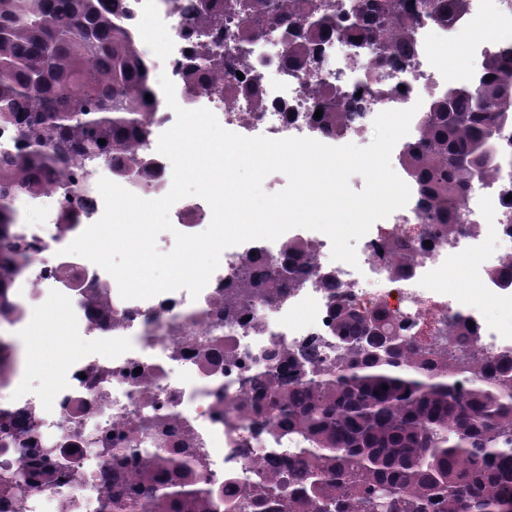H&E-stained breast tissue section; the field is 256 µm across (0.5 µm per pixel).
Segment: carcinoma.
<instances>
[{
    "label": "carcinoma",
    "mask_w": 512,
    "mask_h": 512,
    "mask_svg": "<svg viewBox=\"0 0 512 512\" xmlns=\"http://www.w3.org/2000/svg\"><path fill=\"white\" fill-rule=\"evenodd\" d=\"M295 14L305 33L288 42L287 61L308 70L310 45L339 25L317 0H200L193 32L213 34L211 13L238 19L239 46L258 28ZM400 0H354L368 16L358 38L384 60L410 42ZM467 0H413L410 13L441 20L460 16ZM221 53L204 56L185 73L199 84L207 70L224 78ZM482 89H448L430 104L423 147H407L404 163L418 184L426 219L452 213L476 173L498 172L486 144L512 119V57L490 59ZM148 72L128 31L113 20L108 0H0V124L16 130L17 152L0 157V318L13 312L8 285L25 258L13 240L8 189L36 191L46 173L65 163L68 149L102 158L120 175L155 167L148 145L154 103ZM321 127L340 130L344 112L336 89L322 105ZM105 140L101 145L98 140ZM305 247L285 243L277 265L288 271L238 275L242 304L263 296L276 302L282 288L300 283ZM336 361L300 358L288 347L263 355L261 392L244 404L248 417L272 419L267 431L288 461V474L261 475L238 512H498L512 501V351L476 348L478 339L457 315L436 350L380 309L333 307ZM387 389H382V386ZM139 485L112 495L137 512H213V490L189 479L188 460L169 462L161 476L149 452Z\"/></svg>",
    "instance_id": "1"
}]
</instances>
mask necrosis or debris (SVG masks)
I'll use <instances>...</instances> for the list:
<instances>
[{
  "label": "necrosis or debris",
  "mask_w": 512,
  "mask_h": 512,
  "mask_svg": "<svg viewBox=\"0 0 512 512\" xmlns=\"http://www.w3.org/2000/svg\"><path fill=\"white\" fill-rule=\"evenodd\" d=\"M483 2L468 0L466 13L445 21L416 19L411 43L386 66L377 64L373 47L359 41L352 20L345 18L340 30L313 46L316 74L307 79L285 62L284 23L268 26L246 46L248 64L265 98L260 112L252 110L248 99L225 98L210 76L194 93H186L183 69L194 63L199 44L185 31L197 0H115V5L143 63L151 71L163 66L183 108H208L223 128L240 135L256 132L270 139L307 137L324 143L327 134L311 121L319 105L317 87H335L349 101L342 136L359 141L372 132L381 112L431 102L451 86L480 84L489 56L512 55V0H496L500 35L474 42L459 64L437 60L431 45L479 19ZM147 17L168 35L169 47L160 62L153 58L142 26ZM423 116L415 110L410 131L395 152L418 139ZM75 166L79 178L59 173L36 192L12 196L13 235L32 248L36 259L23 265L14 279L15 312L0 324V331L9 343L20 345L30 324L46 316L48 305L61 302L68 332L78 340L91 339L103 347L123 339L135 346L119 353L76 351L48 398L34 392L20 371L0 381V420L14 423L17 436L11 443L0 433V479L25 468L34 448L54 451L71 468L70 477L60 482L30 474L23 492L0 496V512H112L113 481L131 485L137 478L129 468L114 471L112 451L129 450L132 427L157 420L165 429L162 441L148 438L143 447L170 456L192 442L201 452L193 479L215 490L220 512H230L249 492L257 472L273 465L268 434H255L234 402L263 372L262 356L274 341L315 349L325 362L335 360L331 304L336 299L359 310L386 309L407 325L410 335L426 343L437 336L449 314L458 312L474 323L480 344L512 350V324L488 322L462 291L451 295L422 287L434 268L453 265L464 271L462 290L476 280L488 303L512 305V283L497 275L500 250H512V229L506 223L512 205L506 204L499 179H476L459 212L450 217L456 233L432 241L418 218L419 196L411 194L403 208L366 235L355 267L332 260L329 241L307 240L311 261L303 268L302 286L285 289L280 301L256 298L245 307L237 302L238 267L268 270L277 248L224 250L198 297L181 289L144 300L122 299L108 272L81 256L65 254V247L104 211L100 178L147 200L162 196L171 183L167 166L149 182L133 172L117 174L105 161L79 160ZM67 212L73 218L69 225L63 220ZM387 238L414 255L401 275L390 273L388 258L377 250ZM490 238L498 251L486 254L478 272H469L470 256ZM99 291L107 292L110 309L88 303V295ZM305 303L311 307L309 318L293 320L295 309Z\"/></svg>",
  "instance_id": "4bbe7bcc"
}]
</instances>
